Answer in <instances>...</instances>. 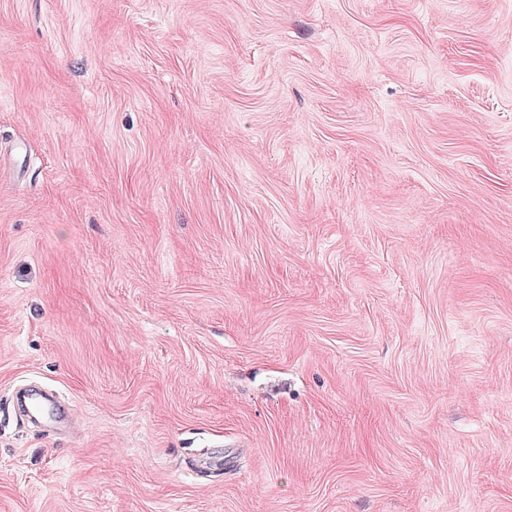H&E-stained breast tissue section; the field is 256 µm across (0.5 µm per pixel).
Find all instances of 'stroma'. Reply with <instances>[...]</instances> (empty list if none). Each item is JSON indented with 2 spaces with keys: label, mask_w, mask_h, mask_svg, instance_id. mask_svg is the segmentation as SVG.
<instances>
[{
  "label": "stroma",
  "mask_w": 512,
  "mask_h": 512,
  "mask_svg": "<svg viewBox=\"0 0 512 512\" xmlns=\"http://www.w3.org/2000/svg\"><path fill=\"white\" fill-rule=\"evenodd\" d=\"M0 512H512V0H0ZM49 397L47 391L38 387H30L24 389L22 394L19 392L16 395V402L19 409L24 410V407H26L30 413L37 414L45 409L46 402H49V405L52 404Z\"/></svg>",
  "instance_id": "35a3bbf8"
}]
</instances>
